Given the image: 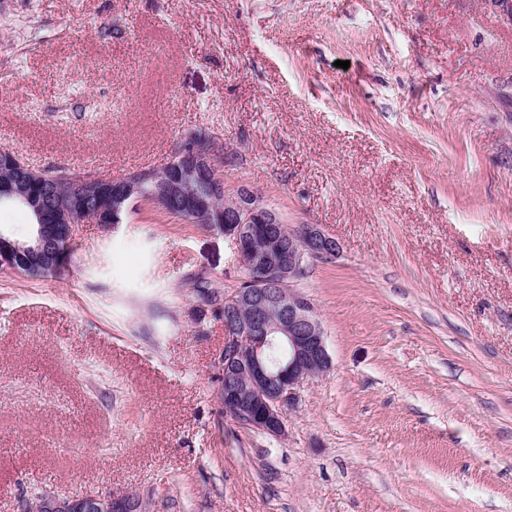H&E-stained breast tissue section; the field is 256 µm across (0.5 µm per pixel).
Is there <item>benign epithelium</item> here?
Here are the masks:
<instances>
[{
    "instance_id": "obj_1",
    "label": "benign epithelium",
    "mask_w": 512,
    "mask_h": 512,
    "mask_svg": "<svg viewBox=\"0 0 512 512\" xmlns=\"http://www.w3.org/2000/svg\"><path fill=\"white\" fill-rule=\"evenodd\" d=\"M0 159L12 168L10 179L0 181V205H29L36 214L30 236L19 241L0 230V269L23 274L34 260L58 268L65 260L62 243L76 224L73 210L58 209L55 193L45 187L37 197L29 183L40 178L39 170L14 154L3 151ZM224 168L206 138L197 133L184 137L176 156L165 165L121 179L103 180L88 173L71 178V188L81 209L93 212L91 202L99 184L112 186V224L124 223L123 215L135 204L161 208L185 204L187 210L220 225L221 232L236 241L239 256L257 288H238L224 297V411L253 429L278 436L284 432V410L294 407L308 379L330 367L325 333L313 305L292 290L308 269L309 261L340 251L337 241L315 225H304L282 240L255 230L256 224H279V216L265 207L245 187L224 195ZM213 175L210 193L186 199L183 188ZM152 187L150 200L141 198L140 184ZM139 500L129 493L61 496L45 489L25 500L22 512H140Z\"/></svg>"
}]
</instances>
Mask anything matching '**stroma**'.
Instances as JSON below:
<instances>
[{
  "label": "stroma",
  "mask_w": 512,
  "mask_h": 512,
  "mask_svg": "<svg viewBox=\"0 0 512 512\" xmlns=\"http://www.w3.org/2000/svg\"><path fill=\"white\" fill-rule=\"evenodd\" d=\"M200 133L340 253L295 290L331 369L226 416L232 238L158 207L0 269V512H512V15L500 0H0V150L118 179ZM22 512H138L139 500L129 493L61 496L45 489L25 500Z\"/></svg>",
  "instance_id": "1"
}]
</instances>
